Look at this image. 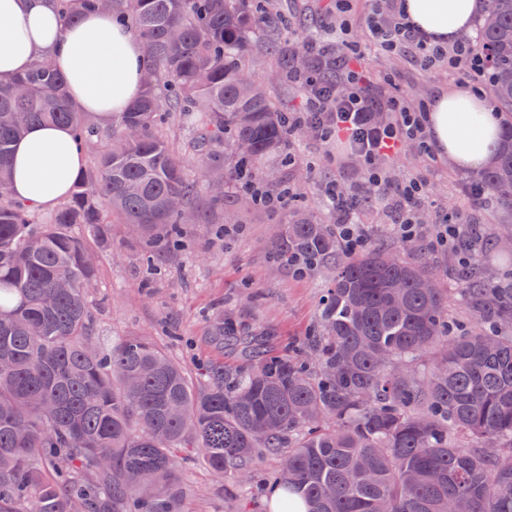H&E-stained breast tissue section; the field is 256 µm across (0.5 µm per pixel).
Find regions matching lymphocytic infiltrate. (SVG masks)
Segmentation results:
<instances>
[{
  "label": "lymphocytic infiltrate",
  "mask_w": 512,
  "mask_h": 512,
  "mask_svg": "<svg viewBox=\"0 0 512 512\" xmlns=\"http://www.w3.org/2000/svg\"><path fill=\"white\" fill-rule=\"evenodd\" d=\"M341 37L336 44L321 46L322 66L336 76L331 87L312 83L301 111L289 117L290 127H308L318 136L346 137L353 153L359 156L368 180L383 186L379 159L399 154L404 146L415 143L427 148L425 107H415L395 96L379 95L357 67L360 47L347 41V24H340ZM366 38L385 51L412 53L421 66L447 63L450 73L461 84L482 69L472 51V37L456 39L452 44L427 43L399 11L395 0H373L366 23ZM425 181L415 177L398 187L392 206L398 214L395 233L403 239L416 237L418 212Z\"/></svg>",
  "instance_id": "lymphocytic-infiltrate-1"
}]
</instances>
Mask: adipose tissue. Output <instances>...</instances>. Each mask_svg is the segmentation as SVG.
I'll use <instances>...</instances> for the list:
<instances>
[{
    "instance_id": "1",
    "label": "adipose tissue",
    "mask_w": 512,
    "mask_h": 512,
    "mask_svg": "<svg viewBox=\"0 0 512 512\" xmlns=\"http://www.w3.org/2000/svg\"><path fill=\"white\" fill-rule=\"evenodd\" d=\"M483 0H401L400 9L429 42H453L469 30ZM142 41L114 16L93 12L73 22L57 0H0V80L29 71L43 58L64 75L73 102L111 122L142 88ZM431 143L455 168L487 166L501 128L477 92L437 91L426 114ZM12 196L50 210L69 193L83 163L69 127L35 125L13 145Z\"/></svg>"
}]
</instances>
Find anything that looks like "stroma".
Wrapping results in <instances>:
<instances>
[{"label": "stroma", "instance_id": "obj_1", "mask_svg": "<svg viewBox=\"0 0 512 512\" xmlns=\"http://www.w3.org/2000/svg\"><path fill=\"white\" fill-rule=\"evenodd\" d=\"M333 7L332 0H271L273 12L288 14L296 29L321 31L328 44L336 40L335 32L325 29L332 21ZM272 34L271 28L260 27L247 68L264 81L274 103L293 109L302 101L300 87L279 74L274 57L266 49ZM360 65L375 87L399 94L412 104L429 102L436 91L458 88L447 65L424 69L407 53L390 54L369 47ZM290 150L296 157L294 165H282L276 158L266 161L263 187L275 192L289 186L320 223L336 221V212L325 195L328 186H336L346 195H368L360 162L350 157L345 141L334 138L324 142L306 128L291 137ZM380 167L392 185L428 169L434 172L419 211L420 236L411 243L415 257L425 259L440 275H447V259L430 249L429 243L439 222L462 211L492 240L495 277L512 273V263L498 259L501 211L495 200L487 199L479 206L459 192L460 184L469 180V172L457 170L445 158L427 155L414 145L381 162ZM194 204L207 211L211 224L224 225L227 235L222 239L214 236L211 224L187 225L184 250L163 259L160 274L149 283L144 280L146 262L136 227L112 225L109 240L97 249L99 273L89 289L94 336H142L166 347L175 359L192 368L214 356L205 331L218 318L252 337L272 336L281 346L294 345L308 335L318 321L327 276L299 277L291 267L272 263L270 256L277 248L283 212L253 206L229 182L224 185L223 205L213 204L205 186ZM277 465L273 456L260 464L261 483L253 487L254 498L249 503L225 496L216 478L203 468L184 465L183 481L193 491L188 501L190 512H266L262 482L274 476Z\"/></svg>", "mask_w": 512, "mask_h": 512}]
</instances>
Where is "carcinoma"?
I'll return each instance as SVG.
<instances>
[{
  "mask_svg": "<svg viewBox=\"0 0 512 512\" xmlns=\"http://www.w3.org/2000/svg\"><path fill=\"white\" fill-rule=\"evenodd\" d=\"M74 17L102 8L144 45L140 95L102 127L41 60L0 81V512H187L189 452L218 479L267 454L276 483L306 512H512V287L490 280L475 245L449 292L426 262L367 239L348 249L339 225L305 211L284 223L278 258L333 276L320 333L295 352L265 350L234 372L215 360L196 379L141 336L92 340L86 290L91 240L134 224L149 273L181 246L199 181L158 129L190 122L201 172L255 179L288 165V116L244 70L261 0H61ZM476 54L505 114L490 166L472 176L512 220V0H487ZM304 55L278 57L283 75ZM34 124H64L80 149L110 144L45 215L14 200L12 145ZM474 329L454 331L450 297ZM219 319L210 343L224 347ZM433 356L426 373L416 361Z\"/></svg>",
  "mask_w": 512,
  "mask_h": 512,
  "instance_id": "obj_1",
  "label": "carcinoma"
}]
</instances>
